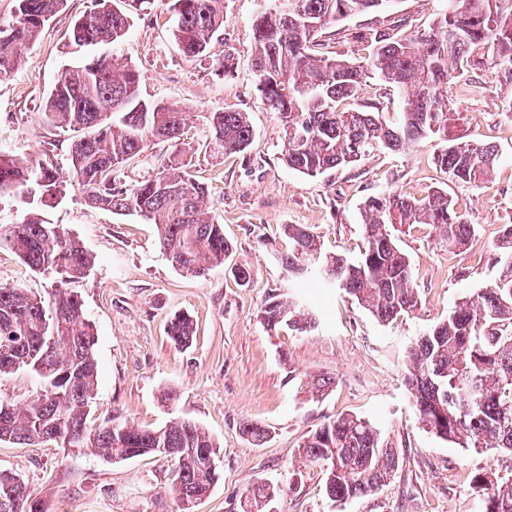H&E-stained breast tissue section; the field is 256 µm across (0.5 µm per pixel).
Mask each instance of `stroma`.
<instances>
[{
	"mask_svg": "<svg viewBox=\"0 0 512 512\" xmlns=\"http://www.w3.org/2000/svg\"><path fill=\"white\" fill-rule=\"evenodd\" d=\"M444 4L395 0L389 9L360 13L327 29L322 41L331 54L360 58L368 50L355 33L425 27ZM93 6L94 0H67L40 39L20 48L19 67L0 78V153L49 150L63 184L46 217L80 241L94 267L86 277L65 283L34 272L0 246V284L41 296L63 286L81 297L97 337L94 419H110L118 410L139 427L156 429L175 414L208 430L222 447L220 479L195 512H233L242 493L260 479L278 490L275 512H480L475 473L512 470V454L457 448L428 432L403 378L407 348L462 297L501 272L494 245L512 224V77L482 54L451 89L463 115L459 133L495 144L502 153L482 187L449 181L435 165L440 145L431 138L308 177L285 163L276 116L256 88L251 29L257 0H225L223 38L202 61L178 49L167 0H145L132 11L127 36L106 48L140 72L142 97L189 112H243L255 130L241 155L211 150L199 123L180 147L192 173L207 186L208 205L233 248L229 263L196 277L172 267L155 225L85 202L69 169L73 132L40 119L61 70L67 34ZM226 55L234 62L227 74L215 65ZM436 186L447 188L457 212L478 232L462 253L437 245L433 229L424 224L401 234L420 291L415 314L377 322L345 291L313 278L301 290L320 314L319 328L305 335L285 328L266 331L257 318L262 302L289 288L278 260L290 248L282 225H307L326 253L354 258L365 246L359 210L364 197L389 189L417 197ZM236 263L251 267L249 283L235 278ZM177 312L194 323V339L186 348L166 334ZM299 372L330 373L335 386L320 401L307 400L292 380ZM164 387L178 395L174 409L157 400ZM345 413L380 427L400 460L377 494L340 506L325 493L322 465L300 457L298 447L310 431ZM246 419L269 428L262 447L241 437L239 424ZM172 470V461L160 456L116 463L52 441L34 447L0 441V471L20 476L46 512H176Z\"/></svg>",
	"mask_w": 512,
	"mask_h": 512,
	"instance_id": "1",
	"label": "stroma"
}]
</instances>
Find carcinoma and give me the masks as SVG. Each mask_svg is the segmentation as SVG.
Returning a JSON list of instances; mask_svg holds the SVG:
<instances>
[{"label": "carcinoma", "instance_id": "carcinoma-1", "mask_svg": "<svg viewBox=\"0 0 512 512\" xmlns=\"http://www.w3.org/2000/svg\"><path fill=\"white\" fill-rule=\"evenodd\" d=\"M65 0H17L11 22L0 23V78L19 65L18 49L34 42ZM175 17L173 36L184 55L209 58L224 32V0H167ZM268 0L252 28L257 89L278 119L289 168L317 176L351 167L381 151H400L426 137L439 141L436 161L448 178L477 187L493 173L501 152L491 143L457 134L450 85L463 74L464 60L484 50L512 72V0H448L432 25L397 32L369 30L356 38L370 43L369 57L354 60L319 50L323 29L395 0H288L280 12ZM130 28L129 13L111 0L76 19L63 65L44 102L42 120L79 133L71 147V171L88 204L134 212L156 226L161 249L173 267L202 276L224 265L231 244L224 225L203 208L207 188L191 163L175 154L167 164L130 188L117 186L125 163L149 147L178 143L191 113L175 104L149 102L140 93V74L101 52ZM377 83L391 87L402 103L400 121L382 113L347 110L344 102L364 97ZM209 144L226 154L246 152L255 136L242 112L201 115ZM58 170L47 154L0 155V199L22 198L28 212L0 229V246L11 248L30 268L82 279L92 259L81 244L39 212L55 197ZM366 246L351 259L323 252L319 236L304 224H284L291 243L280 261L288 278L307 273L313 256L325 279L346 291L377 321L412 314L419 288L408 255L395 231L411 224L435 227L436 242L463 251L476 225L455 211L439 187L419 197L385 191L362 203ZM502 271L477 295L463 297L408 351L407 386L420 423L459 448H512V225L496 243ZM268 331L285 326L299 334L318 327L316 314L271 293L260 306ZM167 335L177 346L193 341V323L174 314ZM96 336L78 295L58 290L45 299L24 288L0 286V377L21 369L34 372L40 388L20 402L0 399V441L33 445L46 440L61 448H87L104 460L146 454L175 461L171 493L179 512L201 499L219 479L221 445L196 422L176 416L158 429L130 424L119 412L100 424L88 422L97 387ZM324 374L300 378L312 398L332 390ZM254 446L270 431L253 421L240 423ZM298 454L326 465V494L334 502L368 497L386 485L399 464V451L381 428L346 415L310 432ZM480 512H512V471H479L473 478ZM275 487L257 483L239 500V512H266ZM0 512H45L25 482L0 473Z\"/></svg>", "mask_w": 512, "mask_h": 512}]
</instances>
